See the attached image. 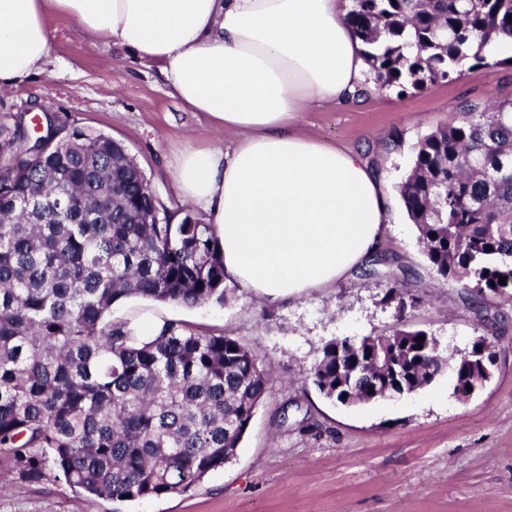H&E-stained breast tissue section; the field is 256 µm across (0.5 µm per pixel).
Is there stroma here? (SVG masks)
<instances>
[{
    "instance_id": "stroma-1",
    "label": "stroma",
    "mask_w": 512,
    "mask_h": 512,
    "mask_svg": "<svg viewBox=\"0 0 512 512\" xmlns=\"http://www.w3.org/2000/svg\"><path fill=\"white\" fill-rule=\"evenodd\" d=\"M48 25L46 71L1 88L0 103L17 110L38 102L69 125L112 137L142 169L161 214L174 224L188 214L203 219L182 196L175 159L188 147L232 149L241 133L184 109L156 64L86 37L76 19L54 14ZM496 100H512L511 64L467 68L425 91L380 87L361 101L302 113L300 128L322 146L363 153L394 195L424 135L459 122L464 107ZM380 251L387 261L375 275L358 267L297 300L267 304L228 284L221 306L142 298L113 305L116 323L150 314L236 338L271 371L235 459L183 492L134 501L92 502L51 477L13 476L0 512H512V301L490 302L492 324L478 321L462 283L436 279L402 202ZM394 285L404 308L386 300ZM402 324L432 333L446 353L489 337L497 352L491 379L462 400L447 370L413 394L358 406L330 402L307 379L328 341Z\"/></svg>"
}]
</instances>
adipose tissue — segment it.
I'll list each match as a JSON object with an SVG mask.
<instances>
[{
    "label": "adipose tissue",
    "mask_w": 512,
    "mask_h": 512,
    "mask_svg": "<svg viewBox=\"0 0 512 512\" xmlns=\"http://www.w3.org/2000/svg\"><path fill=\"white\" fill-rule=\"evenodd\" d=\"M351 0H0V87L50 63L47 20L75 18L154 61L170 95L242 132L227 152L183 150L176 174L222 247L224 279L275 301L326 288L372 255L390 224L378 173L297 127L314 104L363 87Z\"/></svg>",
    "instance_id": "1"
}]
</instances>
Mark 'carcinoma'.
Here are the masks:
<instances>
[{"label": "carcinoma", "instance_id": "1", "mask_svg": "<svg viewBox=\"0 0 512 512\" xmlns=\"http://www.w3.org/2000/svg\"><path fill=\"white\" fill-rule=\"evenodd\" d=\"M510 15L512 0H352L344 21L375 82L404 93L453 81L468 63L502 64L485 47L512 39ZM138 180L102 132L73 127L45 151L0 112V471L51 475L94 501L202 481L235 456L270 382L230 336L170 320L138 336L112 323V306L133 297L225 301L211 225L140 223L152 203ZM399 193L437 279H469L482 320L490 301H512L511 101L424 136ZM435 343L399 327L332 339L307 378L342 404L351 373L379 354L396 372L355 400L421 389L435 379Z\"/></svg>", "mask_w": 512, "mask_h": 512}]
</instances>
